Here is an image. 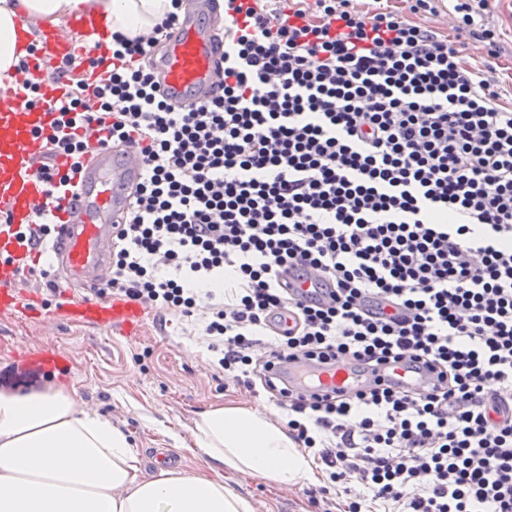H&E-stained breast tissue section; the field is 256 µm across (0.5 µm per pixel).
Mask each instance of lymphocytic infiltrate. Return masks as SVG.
<instances>
[{
    "mask_svg": "<svg viewBox=\"0 0 512 512\" xmlns=\"http://www.w3.org/2000/svg\"><path fill=\"white\" fill-rule=\"evenodd\" d=\"M149 33L113 35L112 67L70 81L44 139L136 147L144 178L112 246L111 294L191 316L225 378L266 379L273 358H342L358 374L413 355L427 393L365 384L335 400L277 392L289 435L324 467L322 495L384 512H512V108L437 31L354 0H242L224 17V85L192 111L157 93ZM487 0H458L456 29L488 54ZM318 271L325 300L290 281ZM274 342H263L264 333Z\"/></svg>",
    "mask_w": 512,
    "mask_h": 512,
    "instance_id": "lymphocytic-infiltrate-1",
    "label": "lymphocytic infiltrate"
}]
</instances>
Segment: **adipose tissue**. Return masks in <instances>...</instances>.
Here are the masks:
<instances>
[{
  "label": "adipose tissue",
  "mask_w": 512,
  "mask_h": 512,
  "mask_svg": "<svg viewBox=\"0 0 512 512\" xmlns=\"http://www.w3.org/2000/svg\"><path fill=\"white\" fill-rule=\"evenodd\" d=\"M172 9L171 0H0V86L13 84L32 50L23 15L58 24L82 12L134 37ZM207 470L144 477L127 435L110 417L78 407L65 387L0 390V512H254L228 489L223 468L275 483L318 482L320 469L288 433L246 404L216 405L195 420Z\"/></svg>",
  "instance_id": "1"
}]
</instances>
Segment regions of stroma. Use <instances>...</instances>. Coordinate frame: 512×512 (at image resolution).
I'll use <instances>...</instances> for the list:
<instances>
[{
	"label": "stroma",
	"instance_id": "obj_1",
	"mask_svg": "<svg viewBox=\"0 0 512 512\" xmlns=\"http://www.w3.org/2000/svg\"><path fill=\"white\" fill-rule=\"evenodd\" d=\"M451 0H441L437 13L414 15V22L447 35L462 61L480 78L490 80L504 103L512 102V0H488L482 20L499 35V55L490 59L473 52L467 35L453 30ZM33 311L54 309L60 293L51 292L57 278L47 257L29 262ZM202 317L189 320L173 313L147 310L136 336L109 328L61 321L52 334L32 319L0 312V379L11 372L37 373V386L63 383L79 405L110 416L137 448L146 475L160 467L154 449L175 456V468L192 474L207 467L208 458L189 432L200 414L219 404L247 402L275 421L283 411L269 393L252 394L225 379L218 353L209 351L199 334ZM224 484L248 498L255 512H322L312 485H279L260 476L224 469Z\"/></svg>",
	"mask_w": 512,
	"mask_h": 512
}]
</instances>
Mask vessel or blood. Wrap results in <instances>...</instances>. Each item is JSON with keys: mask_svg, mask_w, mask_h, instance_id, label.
<instances>
[{"mask_svg": "<svg viewBox=\"0 0 512 512\" xmlns=\"http://www.w3.org/2000/svg\"><path fill=\"white\" fill-rule=\"evenodd\" d=\"M21 25L25 34L36 36L42 58L59 64L74 58L78 44L96 29L95 21L83 15L53 29L35 15L25 16ZM223 42L218 0H184L181 25L152 51L161 97L182 108L211 98L224 79ZM31 75L42 98L40 106H29L19 86L0 88V211L7 215L0 221V311L20 309L26 298L28 285L21 271L29 257L48 255L60 281L68 285L106 281L116 233L127 221L132 192L144 169L135 147L103 144L98 124L83 125L78 135L91 156L77 179L79 198L63 200L60 210L46 212L51 181L42 169L43 141L67 97L68 83L38 67ZM45 217L55 226L54 239L42 245L19 239V231ZM144 313V305L125 297L109 302L85 299L63 302L56 311L41 315L39 324L51 331L66 319L129 334ZM272 375L305 395H333L361 383L339 360L317 364L283 359ZM374 376L381 384L412 392L428 390L435 380L423 362L408 358L377 366Z\"/></svg>", "mask_w": 512, "mask_h": 512, "instance_id": "vessel-or-blood-1", "label": "vessel or blood"}]
</instances>
